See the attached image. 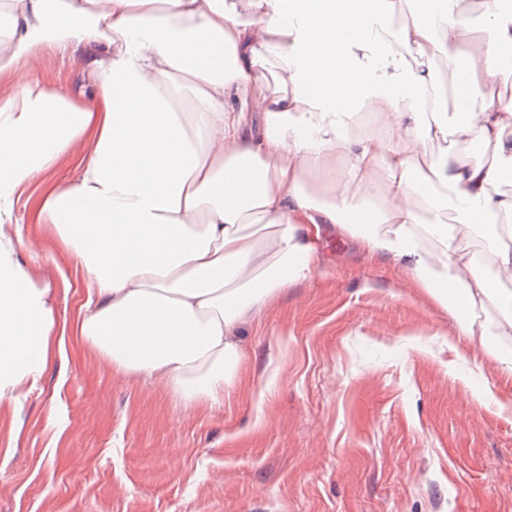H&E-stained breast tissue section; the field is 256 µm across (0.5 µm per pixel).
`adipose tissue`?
I'll use <instances>...</instances> for the list:
<instances>
[{
    "label": "adipose tissue",
    "mask_w": 512,
    "mask_h": 512,
    "mask_svg": "<svg viewBox=\"0 0 512 512\" xmlns=\"http://www.w3.org/2000/svg\"><path fill=\"white\" fill-rule=\"evenodd\" d=\"M483 6L489 39L471 0L440 13L410 0H0V77L49 49L95 47L87 71L106 103L93 114L35 79L0 97V224L18 191L92 135L31 233L81 259L92 292L76 335L187 404L223 401L243 359L236 328L312 275L325 224L439 297L450 283L471 310L495 307L497 336L512 338V292L499 288L512 245L483 230L512 218L499 188L512 89L494 85L512 13ZM464 56L493 84L487 98L438 91L430 61L456 74ZM360 110L378 134L353 132ZM430 138L478 140L486 155L434 156ZM52 331L27 275L0 262V365L28 372Z\"/></svg>",
    "instance_id": "1"
}]
</instances>
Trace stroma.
Here are the masks:
<instances>
[{"label": "stroma", "mask_w": 512, "mask_h": 512, "mask_svg": "<svg viewBox=\"0 0 512 512\" xmlns=\"http://www.w3.org/2000/svg\"><path fill=\"white\" fill-rule=\"evenodd\" d=\"M86 63L42 53L1 78L0 95L32 76L95 101ZM91 146L76 142L0 224L55 335L45 364L0 372L13 396L0 402V512H512L504 342L483 314L438 303L335 229L311 277L240 326L244 359L222 404L183 403L75 336L88 297L79 259L29 226Z\"/></svg>", "instance_id": "stroma-1"}]
</instances>
